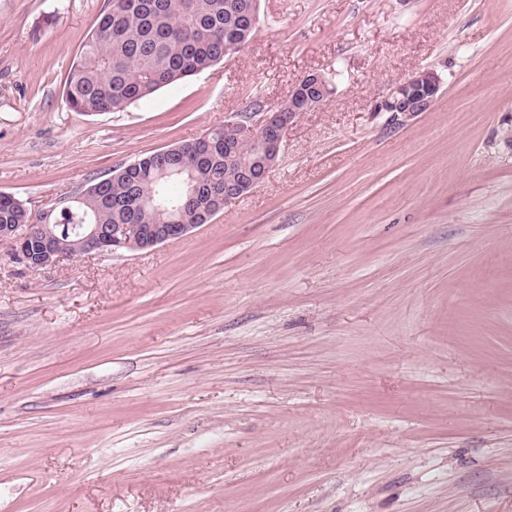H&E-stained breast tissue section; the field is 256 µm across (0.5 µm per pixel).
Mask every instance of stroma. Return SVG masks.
Returning a JSON list of instances; mask_svg holds the SVG:
<instances>
[{
	"label": "stroma",
	"mask_w": 512,
	"mask_h": 512,
	"mask_svg": "<svg viewBox=\"0 0 512 512\" xmlns=\"http://www.w3.org/2000/svg\"><path fill=\"white\" fill-rule=\"evenodd\" d=\"M107 0H0V192L334 91L211 223L25 270L0 245V512H512V0H260L244 51L65 102ZM443 92L402 126L411 73ZM442 84L435 69H420L393 87L374 110L388 113L392 124L404 125L434 105L441 94Z\"/></svg>",
	"instance_id": "1"
}]
</instances>
